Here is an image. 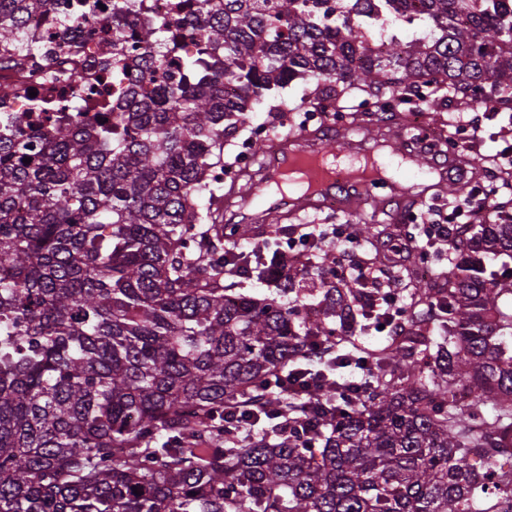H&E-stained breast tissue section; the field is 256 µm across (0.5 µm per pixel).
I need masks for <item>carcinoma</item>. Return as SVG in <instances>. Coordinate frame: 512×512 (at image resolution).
Listing matches in <instances>:
<instances>
[{
  "label": "carcinoma",
  "mask_w": 512,
  "mask_h": 512,
  "mask_svg": "<svg viewBox=\"0 0 512 512\" xmlns=\"http://www.w3.org/2000/svg\"><path fill=\"white\" fill-rule=\"evenodd\" d=\"M53 0H0V50L53 53L27 28ZM142 15L127 84L97 111L23 127L0 112V512H512V214L454 240L443 281L404 284L402 338L373 349L347 412L329 397L239 417L299 352L380 323L381 292L333 280L336 254L288 272L276 250L224 285V146L253 152L254 105L299 78L440 112L512 104L502 0H199ZM97 20L93 0L68 15ZM408 21L384 51L374 30ZM177 78L142 80L181 52ZM236 93L227 96L225 85ZM29 158L26 164L23 159ZM317 303H305L309 296ZM140 494H135V491Z\"/></svg>",
  "instance_id": "cac0c4a2"
}]
</instances>
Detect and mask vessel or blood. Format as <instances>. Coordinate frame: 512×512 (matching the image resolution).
Here are the masks:
<instances>
[{"mask_svg": "<svg viewBox=\"0 0 512 512\" xmlns=\"http://www.w3.org/2000/svg\"><path fill=\"white\" fill-rule=\"evenodd\" d=\"M385 142L379 162L393 172L389 197L368 194L350 181L349 172L362 163L364 154L348 126H336L324 135L304 128L264 149L262 181L251 190H233L226 195V220L257 234L269 218L320 211L332 201L339 211L350 215L363 213L369 204L381 210L393 202L398 206L395 219L401 222L426 192L447 193L454 184L448 175L449 165L466 162L459 154L450 155L442 166L425 156L412 158L397 131L390 132Z\"/></svg>", "mask_w": 512, "mask_h": 512, "instance_id": "vessel-or-blood-1", "label": "vessel or blood"}]
</instances>
